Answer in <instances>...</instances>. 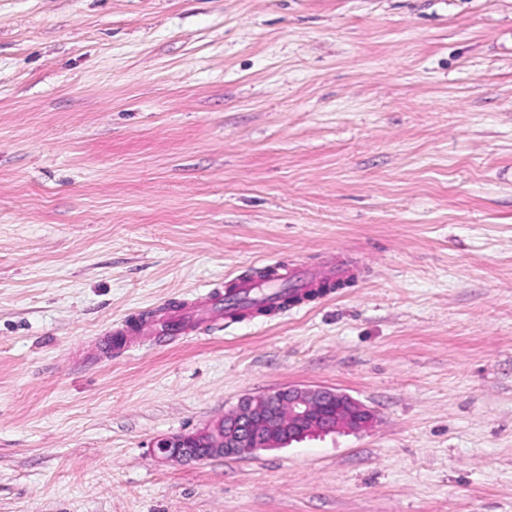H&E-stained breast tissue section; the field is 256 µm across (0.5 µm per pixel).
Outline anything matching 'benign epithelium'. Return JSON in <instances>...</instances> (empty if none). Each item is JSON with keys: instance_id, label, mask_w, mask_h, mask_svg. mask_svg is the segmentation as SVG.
Here are the masks:
<instances>
[{"instance_id": "benign-epithelium-1", "label": "benign epithelium", "mask_w": 512, "mask_h": 512, "mask_svg": "<svg viewBox=\"0 0 512 512\" xmlns=\"http://www.w3.org/2000/svg\"><path fill=\"white\" fill-rule=\"evenodd\" d=\"M372 420L373 413L345 393L326 387L288 385L243 398L206 429L155 440L153 455L161 462L242 457L339 427L360 430Z\"/></svg>"}]
</instances>
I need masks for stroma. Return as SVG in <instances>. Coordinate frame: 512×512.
<instances>
[{"label": "stroma", "mask_w": 512, "mask_h": 512, "mask_svg": "<svg viewBox=\"0 0 512 512\" xmlns=\"http://www.w3.org/2000/svg\"><path fill=\"white\" fill-rule=\"evenodd\" d=\"M290 384L374 421L154 458ZM0 512H512V0H0ZM267 269L273 271L274 273L271 277L265 279L268 286L253 279H239L235 284L238 286V289L248 294L258 293L261 291V289H263L269 301L274 302L276 304L277 300L273 298V285L279 281H284L288 279L296 280L302 275V268L300 265H295L292 268H288V266H281L275 262L268 264ZM220 295L209 291L196 306L172 310L160 305L149 314L139 317L129 326L130 331L140 336H154L157 339H172L195 332L201 320L218 315L222 311Z\"/></svg>", "instance_id": "1"}]
</instances>
